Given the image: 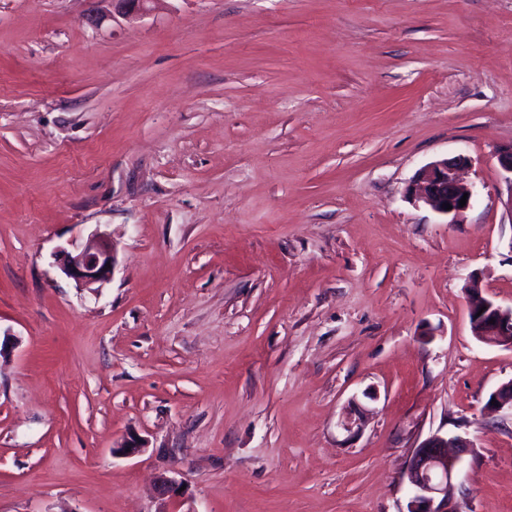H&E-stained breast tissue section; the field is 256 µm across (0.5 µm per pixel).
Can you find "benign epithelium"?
<instances>
[{"instance_id":"7a95c632","label":"benign epithelium","mask_w":512,"mask_h":512,"mask_svg":"<svg viewBox=\"0 0 512 512\" xmlns=\"http://www.w3.org/2000/svg\"><path fill=\"white\" fill-rule=\"evenodd\" d=\"M501 170L507 174L506 205L512 212V144L496 151ZM468 162L459 154L453 158L434 160L415 174L409 189L410 197L423 202L437 213L450 218V223L460 220L470 208L471 201L459 206L463 195L469 192L460 178V170ZM450 204L448 210L445 204ZM61 271L85 288L101 285L110 280L115 264L116 248L107 237L95 233L85 245L72 251L61 249ZM472 335L481 343L512 349V307L497 303L484 294L478 286L477 276H472L466 291ZM495 323H490V320ZM490 398L498 402V408H512V381L498 387ZM470 447V442L460 437L447 438L433 435L419 445L411 456L404 478L410 489L406 512H454L451 509V494L461 454ZM145 443L130 438L112 449V453L136 455L143 452Z\"/></svg>"}]
</instances>
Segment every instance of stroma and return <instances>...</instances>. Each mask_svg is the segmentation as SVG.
I'll use <instances>...</instances> for the list:
<instances>
[{
    "instance_id": "1",
    "label": "stroma",
    "mask_w": 512,
    "mask_h": 512,
    "mask_svg": "<svg viewBox=\"0 0 512 512\" xmlns=\"http://www.w3.org/2000/svg\"><path fill=\"white\" fill-rule=\"evenodd\" d=\"M101 9L0 0V512H405L434 434L457 512H512L465 295L512 306V0ZM459 154L452 224L405 190ZM97 232L94 292L58 251ZM61 271L85 288H94V285L106 283L110 280L115 264L116 248L111 240L104 235L95 233L81 247L74 251L59 250ZM110 263V268H107Z\"/></svg>"
}]
</instances>
